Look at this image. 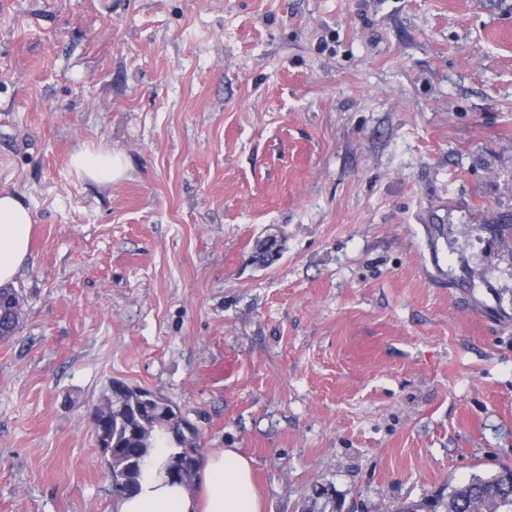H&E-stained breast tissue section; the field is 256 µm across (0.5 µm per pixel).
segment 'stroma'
<instances>
[{
    "label": "stroma",
    "mask_w": 512,
    "mask_h": 512,
    "mask_svg": "<svg viewBox=\"0 0 512 512\" xmlns=\"http://www.w3.org/2000/svg\"><path fill=\"white\" fill-rule=\"evenodd\" d=\"M0 191L34 218L0 512H113L115 379L265 512L512 462V0H0ZM71 165L80 174L102 184L122 176L125 163L119 154L106 147L86 148L72 155Z\"/></svg>",
    "instance_id": "stroma-1"
}]
</instances>
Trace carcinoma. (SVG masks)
Wrapping results in <instances>:
<instances>
[{"label": "carcinoma", "mask_w": 512, "mask_h": 512, "mask_svg": "<svg viewBox=\"0 0 512 512\" xmlns=\"http://www.w3.org/2000/svg\"><path fill=\"white\" fill-rule=\"evenodd\" d=\"M22 304L18 291L0 288V339L13 336L19 328ZM100 405L107 413L95 434L107 457L112 488L117 490L114 498L125 496L128 485L140 482L146 460L161 443L173 449L163 464L167 475H172L171 466L178 460L201 465L197 428L167 397L149 408L139 387L114 380ZM398 512H512V465L503 464L488 476L475 475L446 495L404 505Z\"/></svg>", "instance_id": "cac0c4a2"}]
</instances>
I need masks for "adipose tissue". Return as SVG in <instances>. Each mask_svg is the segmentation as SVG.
Segmentation results:
<instances>
[{"label":"adipose tissue","instance_id":"obj_1","mask_svg":"<svg viewBox=\"0 0 512 512\" xmlns=\"http://www.w3.org/2000/svg\"><path fill=\"white\" fill-rule=\"evenodd\" d=\"M78 173L107 184L122 176L125 164L106 147L86 148L72 155ZM33 215L23 201L0 192V286L15 280L30 250ZM167 448L154 449L140 491L120 501L116 512H262L263 504L253 481L252 461L236 448L204 452L200 493L171 483L162 462Z\"/></svg>","mask_w":512,"mask_h":512}]
</instances>
